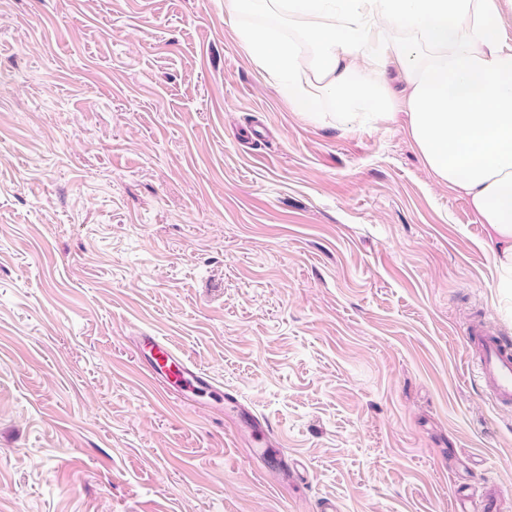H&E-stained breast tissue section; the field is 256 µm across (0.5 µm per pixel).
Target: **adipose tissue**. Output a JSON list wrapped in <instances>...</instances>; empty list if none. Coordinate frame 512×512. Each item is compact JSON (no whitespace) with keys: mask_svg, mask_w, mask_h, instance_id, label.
<instances>
[{"mask_svg":"<svg viewBox=\"0 0 512 512\" xmlns=\"http://www.w3.org/2000/svg\"><path fill=\"white\" fill-rule=\"evenodd\" d=\"M501 9L502 0H224L229 15L297 25L295 37L266 25L239 31L295 111L341 125L405 113L425 166L489 226L498 285L512 289V45ZM390 63L404 97L389 88Z\"/></svg>","mask_w":512,"mask_h":512,"instance_id":"obj_1","label":"adipose tissue"}]
</instances>
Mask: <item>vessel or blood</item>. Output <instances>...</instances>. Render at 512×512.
I'll list each match as a JSON object with an SVG mask.
<instances>
[{
  "label": "vessel or blood",
  "instance_id": "b4317fda",
  "mask_svg": "<svg viewBox=\"0 0 512 512\" xmlns=\"http://www.w3.org/2000/svg\"><path fill=\"white\" fill-rule=\"evenodd\" d=\"M468 356L480 380L489 389L494 402L500 406H512V343L493 336L481 325H470L464 330ZM140 346L149 348L151 359L147 370L157 380L177 381L196 389L213 388L212 378L196 364L181 356L162 338L144 335L139 337ZM250 431L254 443L262 448H273L278 437L271 423L263 417L251 416ZM456 512H469L472 495L457 493ZM479 501L482 512H497V495L493 486H486Z\"/></svg>",
  "mask_w": 512,
  "mask_h": 512
}]
</instances>
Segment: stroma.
<instances>
[{"instance_id":"1","label":"stroma","mask_w":512,"mask_h":512,"mask_svg":"<svg viewBox=\"0 0 512 512\" xmlns=\"http://www.w3.org/2000/svg\"><path fill=\"white\" fill-rule=\"evenodd\" d=\"M224 0H0V512H512L489 229L405 115L293 112ZM215 381L160 393L141 334ZM268 418L308 481L227 399ZM468 357L498 406H512V343L493 336L482 325L464 330ZM279 456L275 459L274 466H271L269 470V477L274 483H283L288 481L290 476L298 475L299 468L302 465L293 459H288V455L284 453L278 454Z\"/></svg>"}]
</instances>
